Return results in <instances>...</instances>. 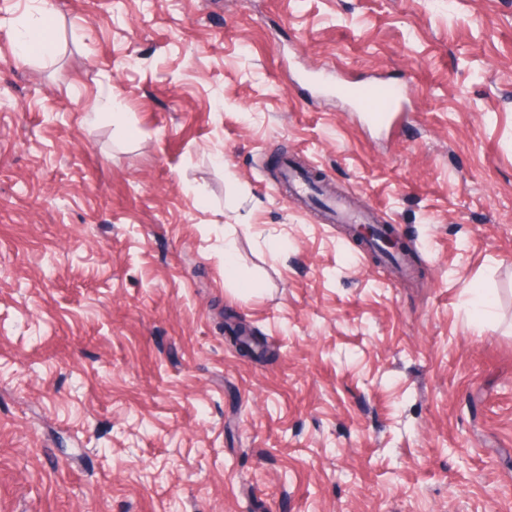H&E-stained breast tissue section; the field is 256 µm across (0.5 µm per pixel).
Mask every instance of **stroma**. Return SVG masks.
Returning a JSON list of instances; mask_svg holds the SVG:
<instances>
[{"label":"stroma","instance_id":"35a3bbf8","mask_svg":"<svg viewBox=\"0 0 512 512\" xmlns=\"http://www.w3.org/2000/svg\"><path fill=\"white\" fill-rule=\"evenodd\" d=\"M51 2L41 58L0 0V512H512V0ZM49 13H44L37 24L28 28L21 37L19 50L26 55L49 56L54 48L53 34L49 26ZM336 92L350 100L360 111L364 122L380 129L395 127L403 104V90L385 82L362 87L353 82H340ZM342 219L346 222L348 230L352 233L353 238L357 241L367 245L369 247V243L375 237L376 234V226L381 224H361L364 222V219L360 215H356L349 212H343Z\"/></svg>","mask_w":512,"mask_h":512}]
</instances>
